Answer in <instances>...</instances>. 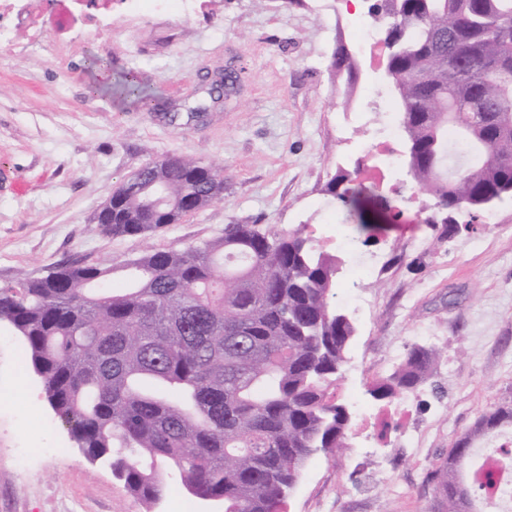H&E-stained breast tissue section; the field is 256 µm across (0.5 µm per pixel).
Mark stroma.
Wrapping results in <instances>:
<instances>
[{
	"label": "stroma",
	"instance_id": "35a3bbf8",
	"mask_svg": "<svg viewBox=\"0 0 512 512\" xmlns=\"http://www.w3.org/2000/svg\"><path fill=\"white\" fill-rule=\"evenodd\" d=\"M344 0H50L40 47L0 57V285L69 260L125 263L148 249H183L223 236L228 224L287 232L306 227L335 251L351 223L329 216L339 170L365 160L375 125L397 98L366 56L357 77L332 66L353 46ZM106 71L90 69L93 58ZM238 91L191 120L185 107L217 73ZM134 71L158 109L94 97L88 85ZM165 156L224 170V197L148 236L114 237L95 221L129 175ZM367 201L380 274L356 302L337 298L357 332L336 390L352 413L349 446L306 462L282 512H436L429 476L478 418L512 398V196L497 223L453 239L425 224L432 197L408 172ZM447 347L430 382L399 401L368 390L390 375L393 351ZM0 512H146L122 481L90 462L48 404L25 344L0 325Z\"/></svg>",
	"mask_w": 512,
	"mask_h": 512
}]
</instances>
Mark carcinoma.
I'll return each instance as SVG.
<instances>
[{"instance_id": "carcinoma-1", "label": "carcinoma", "mask_w": 512, "mask_h": 512, "mask_svg": "<svg viewBox=\"0 0 512 512\" xmlns=\"http://www.w3.org/2000/svg\"><path fill=\"white\" fill-rule=\"evenodd\" d=\"M390 46L415 191L435 200L427 224L448 237L483 223L491 199L512 194V0H376L369 12ZM113 100L150 112L132 72ZM221 102L210 88L192 119ZM327 192L368 230L362 205L380 191L340 171ZM224 193V171L165 157L128 179L97 216L114 237L142 236L200 211ZM469 223L455 222V212ZM343 258L288 233L226 224L224 237L151 250L112 264L74 260L0 286V322L23 337L46 399L84 455L112 469L148 505L185 492L223 512H279L304 463L347 447L352 416L336 400L353 320L336 308ZM122 272L125 287H111ZM445 348L415 345L378 400L427 383ZM512 426V399L456 439L430 475L439 512H479L468 482L471 449Z\"/></svg>"}]
</instances>
